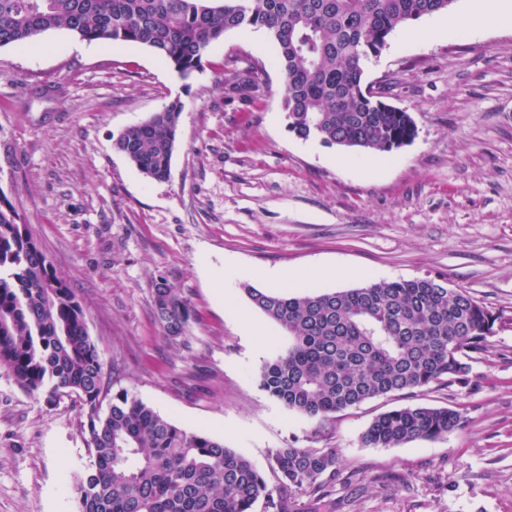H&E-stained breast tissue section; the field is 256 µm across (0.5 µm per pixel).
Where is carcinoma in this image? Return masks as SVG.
<instances>
[{"label":"carcinoma","mask_w":512,"mask_h":512,"mask_svg":"<svg viewBox=\"0 0 512 512\" xmlns=\"http://www.w3.org/2000/svg\"><path fill=\"white\" fill-rule=\"evenodd\" d=\"M454 0H0V47H25L65 29L82 41L144 46L184 79L208 47L252 27L272 38L290 130L324 145L391 152L416 136L410 115L378 105L364 83L369 62L395 32L451 9ZM263 70H239L232 93L249 100ZM183 104L173 101L124 130L115 149L150 179L170 175ZM251 304L288 334L258 373L260 389L308 419L368 400L469 382L497 317L444 278L379 281L290 296L244 288ZM155 318L188 347L193 309L180 288L153 282ZM0 364L21 389L53 403H79L92 460L76 485L80 512H332L336 484L354 472L336 449L278 448L269 487L245 456L189 431L125 391L109 396L85 311L38 243L16 203L0 191ZM448 406L409 405L376 416L361 444L394 448L460 428ZM309 501H300L301 495Z\"/></svg>","instance_id":"1"}]
</instances>
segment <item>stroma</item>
<instances>
[{
	"mask_svg": "<svg viewBox=\"0 0 512 512\" xmlns=\"http://www.w3.org/2000/svg\"><path fill=\"white\" fill-rule=\"evenodd\" d=\"M440 22L397 31L366 68L417 127L389 153L297 138L261 29L226 33L187 79L146 47L65 30L0 48V190L81 301L111 392L223 439L272 486L276 449H336L360 478L358 491L337 487L336 512H512V27L446 36ZM231 54L265 72L252 103L229 92ZM176 100L184 110L171 174L152 180L113 142ZM228 258L255 270L364 272L291 295L441 275L496 315L495 333L469 385L307 419L258 386L287 335L253 309L244 280L225 281ZM161 276L195 311L188 345L170 342L154 317ZM417 404L460 409L464 425L433 441L362 446L373 418ZM83 420L77 404H46L0 364V512H79L75 482L91 460ZM382 473L392 483H373Z\"/></svg>",
	"mask_w": 512,
	"mask_h": 512,
	"instance_id": "1",
	"label": "stroma"
}]
</instances>
